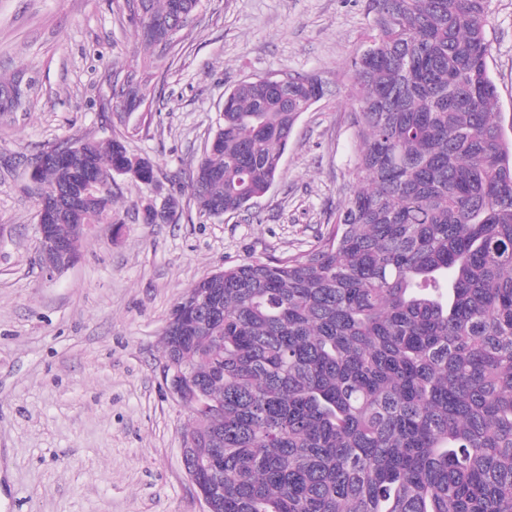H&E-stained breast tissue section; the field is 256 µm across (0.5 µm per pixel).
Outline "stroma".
<instances>
[{
    "label": "stroma",
    "mask_w": 512,
    "mask_h": 512,
    "mask_svg": "<svg viewBox=\"0 0 512 512\" xmlns=\"http://www.w3.org/2000/svg\"><path fill=\"white\" fill-rule=\"evenodd\" d=\"M369 0H202L154 57L135 111L112 87L150 54L123 0H0V512H199L180 448L190 410L160 367L164 328L188 288L219 268L308 249L353 183L346 114L352 61L374 33ZM488 72L512 136V0H490ZM151 55V54H150ZM315 75L270 191L243 217L199 216L192 171L224 94L272 73ZM122 136L157 168L153 190L112 185L113 224L47 278L36 258L28 168L44 150ZM180 196L176 222L141 223L143 196Z\"/></svg>",
    "instance_id": "1"
}]
</instances>
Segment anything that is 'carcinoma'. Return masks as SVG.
<instances>
[{
	"mask_svg": "<svg viewBox=\"0 0 512 512\" xmlns=\"http://www.w3.org/2000/svg\"><path fill=\"white\" fill-rule=\"evenodd\" d=\"M140 32L173 0H124ZM489 0H371L353 61L355 185L310 248L218 269L177 304L163 351L200 387L192 473L218 512H512V141L494 107ZM246 81L192 174L201 216L250 210L301 114L325 96ZM150 63L112 88L142 98ZM41 184L57 237L112 223L113 169L149 184L114 137L79 139Z\"/></svg>",
	"mask_w": 512,
	"mask_h": 512,
	"instance_id": "1",
	"label": "carcinoma"
}]
</instances>
